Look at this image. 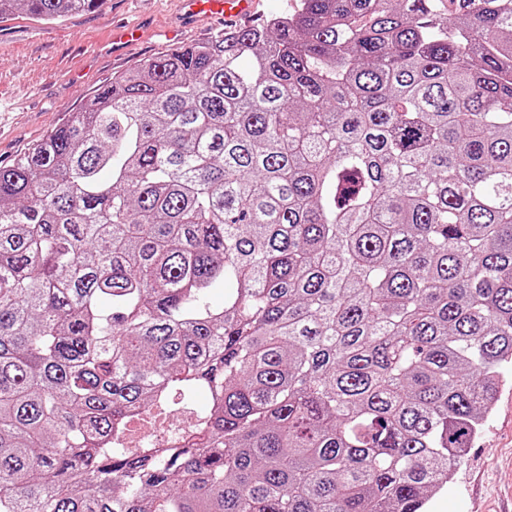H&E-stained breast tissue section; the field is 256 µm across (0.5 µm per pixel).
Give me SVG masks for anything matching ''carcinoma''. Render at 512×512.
Masks as SVG:
<instances>
[{"label":"carcinoma","instance_id":"cac0c4a2","mask_svg":"<svg viewBox=\"0 0 512 512\" xmlns=\"http://www.w3.org/2000/svg\"><path fill=\"white\" fill-rule=\"evenodd\" d=\"M510 362L502 0H296L0 165V512H422ZM197 417L196 408L183 399L175 402L167 415L159 416L155 408L148 412L134 414L126 425L125 435L121 444L125 448H138L146 439H152L157 444L173 446L171 442L176 435L187 433ZM135 423H146L148 428L137 430ZM149 436V437H147Z\"/></svg>","mask_w":512,"mask_h":512}]
</instances>
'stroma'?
<instances>
[{"mask_svg": "<svg viewBox=\"0 0 512 512\" xmlns=\"http://www.w3.org/2000/svg\"><path fill=\"white\" fill-rule=\"evenodd\" d=\"M142 28V42L123 50L112 30ZM204 16L190 17L181 0H106L97 10L45 24L24 12L0 21V162L39 142L113 75L215 35ZM495 408L453 479L423 512H512V364Z\"/></svg>", "mask_w": 512, "mask_h": 512, "instance_id": "35a3bbf8", "label": "stroma"}]
</instances>
